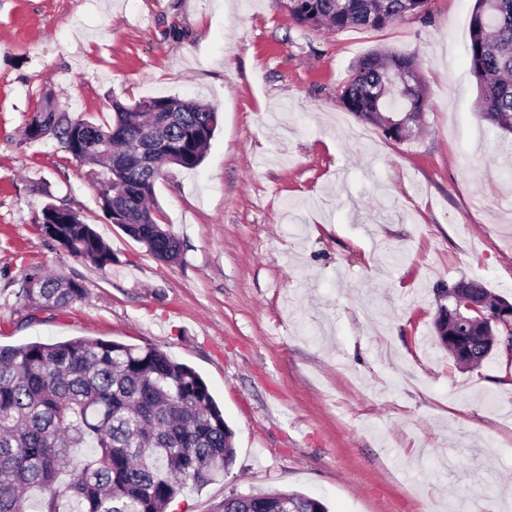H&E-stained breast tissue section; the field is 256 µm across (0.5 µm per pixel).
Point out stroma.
Here are the masks:
<instances>
[{"instance_id": "1", "label": "stroma", "mask_w": 512, "mask_h": 512, "mask_svg": "<svg viewBox=\"0 0 512 512\" xmlns=\"http://www.w3.org/2000/svg\"><path fill=\"white\" fill-rule=\"evenodd\" d=\"M475 5L336 32L286 0H0V345L152 344L201 375L236 459L167 512L266 489L329 512H512V359L456 368L433 330L439 283L478 277L512 302V143L475 113ZM383 49L416 55L429 95L401 143L342 99ZM174 95L220 122L196 168L156 184L183 244L164 263L106 219L92 165L23 131L49 98L105 123L111 102ZM48 202L93 224L110 269L43 234ZM34 269L85 299L31 308Z\"/></svg>"}]
</instances>
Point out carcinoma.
<instances>
[{
    "label": "carcinoma",
    "mask_w": 512,
    "mask_h": 512,
    "mask_svg": "<svg viewBox=\"0 0 512 512\" xmlns=\"http://www.w3.org/2000/svg\"><path fill=\"white\" fill-rule=\"evenodd\" d=\"M428 0H287L299 23L341 31L382 29ZM480 90L481 121L512 134V0H477L467 46ZM347 109L395 141L410 140L429 109L417 58L382 51L362 57L342 91ZM112 122L98 124L52 109L36 113L25 140L56 137L80 162H96L97 190L107 219L155 259L175 262L179 239L160 224L156 183L172 165L193 169L218 125L214 107L177 96L112 103ZM171 137L173 157L156 155L151 173L112 171L127 137ZM43 233L97 268L112 267L111 247L79 212L48 202ZM21 295L38 309L63 308L85 297L84 286L35 269ZM434 332L458 311V300L488 301L505 312L478 278L462 277L435 289ZM90 449L79 466L73 452ZM235 462L234 433L208 385L190 366L151 344L78 338L62 343L0 346V512H29L27 494H41L37 512H166L188 484L206 486ZM218 512H328L319 499L296 491L235 492Z\"/></svg>",
    "instance_id": "1"
}]
</instances>
